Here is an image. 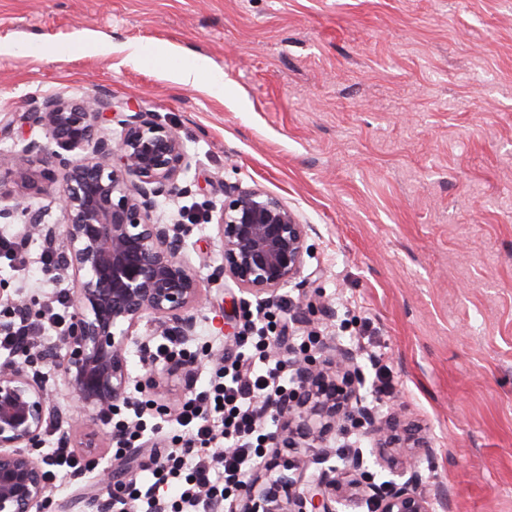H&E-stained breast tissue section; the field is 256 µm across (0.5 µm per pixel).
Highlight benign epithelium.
I'll return each mask as SVG.
<instances>
[{
    "label": "benign epithelium",
    "instance_id": "obj_1",
    "mask_svg": "<svg viewBox=\"0 0 512 512\" xmlns=\"http://www.w3.org/2000/svg\"><path fill=\"white\" fill-rule=\"evenodd\" d=\"M30 120L57 149L49 152L32 140L0 157V167L7 166L15 185L39 194L44 187L30 156L53 163L43 178L61 180L62 221L48 224L24 197L0 191V222L23 215L19 235L43 239L57 251L58 268L72 277L65 353L53 363L78 404L77 447L98 448L115 437L100 425L131 403L127 353L140 323L150 318L159 331L184 341L196 335L190 311L203 302L205 288L185 252L190 229L154 218L159 198L176 193L191 161L177 133L153 113L132 105L120 112L96 93L79 101L49 96ZM113 121L121 127L117 138L103 131ZM216 229L223 243L221 272L258 303L271 301L300 276L312 226L278 197L259 189L228 193ZM291 366L293 387L267 404L282 421L272 441L277 448L319 450L286 465L264 460L258 474L241 484L234 512H340L338 506L359 502L371 512H434L432 500L419 491L421 472L410 466L428 456L425 438L398 414L382 417L364 404L365 379L353 351L329 338ZM191 374L190 364L170 359L150 371L144 386L155 389ZM58 415L52 390L27 362L0 366V512H47L39 446ZM350 428L380 450V464L393 479L378 486L358 448L348 452L343 468L331 466L319 479H305L310 464L330 459L329 438Z\"/></svg>",
    "mask_w": 512,
    "mask_h": 512
}]
</instances>
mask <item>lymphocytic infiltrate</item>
Segmentation results:
<instances>
[{"label": "lymphocytic infiltrate", "instance_id": "f902f5d3", "mask_svg": "<svg viewBox=\"0 0 512 512\" xmlns=\"http://www.w3.org/2000/svg\"><path fill=\"white\" fill-rule=\"evenodd\" d=\"M69 298L65 291L47 297L40 324L19 320L0 334V349L16 351L41 328L64 329ZM273 322L251 320L249 341L240 342L215 368L208 385L181 406L175 447L152 471L143 486L122 484L112 498V512L135 504L143 512H214L234 497L243 478L256 465L267 439L260 418L266 402L288 389L285 363L265 352Z\"/></svg>", "mask_w": 512, "mask_h": 512}]
</instances>
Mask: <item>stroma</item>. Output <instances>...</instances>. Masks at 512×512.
I'll return each instance as SVG.
<instances>
[{
	"instance_id": "1",
	"label": "stroma",
	"mask_w": 512,
	"mask_h": 512,
	"mask_svg": "<svg viewBox=\"0 0 512 512\" xmlns=\"http://www.w3.org/2000/svg\"><path fill=\"white\" fill-rule=\"evenodd\" d=\"M81 30L111 53L48 52ZM28 42L45 49L0 53V154L42 140L28 116L44 97L89 92L154 113L186 145L191 168L160 215L190 225L188 254L207 258L188 348L230 347L256 304L215 276L225 193L277 196L313 227L278 292L294 329L352 347L366 326L391 384L382 412L432 441L422 491L444 492L447 512H512V0H0V44ZM160 47L208 58L223 95L177 82ZM73 287L37 266L19 279L0 258V288L33 314ZM304 295L328 314L305 317ZM353 443L389 480L354 429L330 439V465ZM166 453L78 451L140 482ZM95 475L58 478L51 512H92Z\"/></svg>"
}]
</instances>
